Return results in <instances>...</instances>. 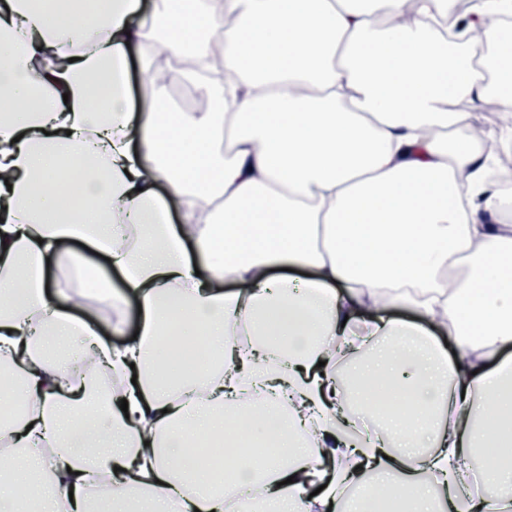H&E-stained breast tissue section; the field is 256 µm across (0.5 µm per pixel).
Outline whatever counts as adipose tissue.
Listing matches in <instances>:
<instances>
[{
  "label": "adipose tissue",
  "mask_w": 512,
  "mask_h": 512,
  "mask_svg": "<svg viewBox=\"0 0 512 512\" xmlns=\"http://www.w3.org/2000/svg\"><path fill=\"white\" fill-rule=\"evenodd\" d=\"M406 2L227 0L233 105L215 81L207 108L179 112L162 93L135 110L120 78L128 44L148 37L170 58L205 51L193 0H0V393L25 406L4 426L0 512H165L174 499L224 512L223 474L183 450L236 437L276 449L235 464L233 488H258L263 512H439L435 491L449 512L512 506V466L497 459L512 447V363L483 370L512 343V225L497 221L470 124L493 94L487 50L512 57V0H476L451 40L443 0H414L401 25ZM154 53L141 47L145 72ZM70 239L125 271L120 293L87 268L114 331L136 298V339L115 347L76 319L66 280L47 294ZM281 265L314 279L272 280ZM379 296L443 316L452 354L419 325L360 321ZM245 325L262 346L237 342ZM199 336L212 364L164 372ZM61 337L90 352L81 376L51 356ZM104 374L118 382L108 394ZM393 392L403 409L382 404ZM356 402L380 418L351 437ZM49 445L38 495L30 470ZM364 471L376 481L345 498Z\"/></svg>",
  "instance_id": "1"
}]
</instances>
